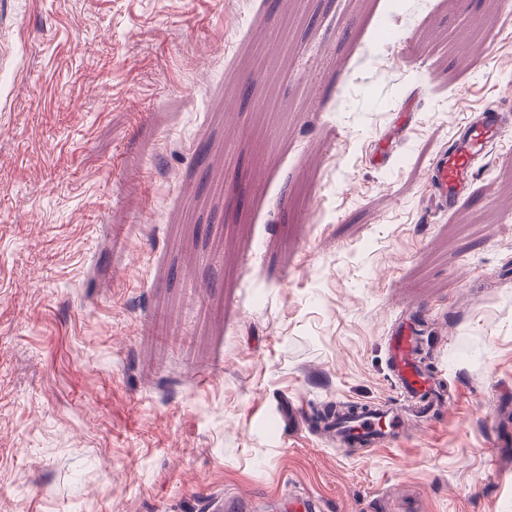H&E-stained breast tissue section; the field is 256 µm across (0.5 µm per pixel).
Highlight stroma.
<instances>
[{
  "mask_svg": "<svg viewBox=\"0 0 512 512\" xmlns=\"http://www.w3.org/2000/svg\"><path fill=\"white\" fill-rule=\"evenodd\" d=\"M408 304L458 398L348 453ZM215 493L512 512V0H0V512ZM501 114L488 111L483 121L467 123L465 134L453 137L451 147L437 155L431 166L430 187L445 209L451 208L472 185L474 161L500 141Z\"/></svg>",
  "mask_w": 512,
  "mask_h": 512,
  "instance_id": "stroma-1",
  "label": "stroma"
}]
</instances>
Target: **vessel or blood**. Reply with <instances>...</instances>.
<instances>
[{"label":"vessel or blood","instance_id":"obj_1","mask_svg":"<svg viewBox=\"0 0 512 512\" xmlns=\"http://www.w3.org/2000/svg\"><path fill=\"white\" fill-rule=\"evenodd\" d=\"M503 130L501 115L486 112L483 121L467 123L463 136L454 137L448 150L437 155L431 166L430 187L443 208L452 207L472 185L474 161L497 144ZM420 329L413 316L403 318L391 333L390 360L392 377L403 399L414 407L420 420H427L426 410L441 395L439 380L415 362L414 351ZM402 425L400 415L389 403L362 404L338 427L340 437L368 441L371 447L390 445Z\"/></svg>","mask_w":512,"mask_h":512}]
</instances>
